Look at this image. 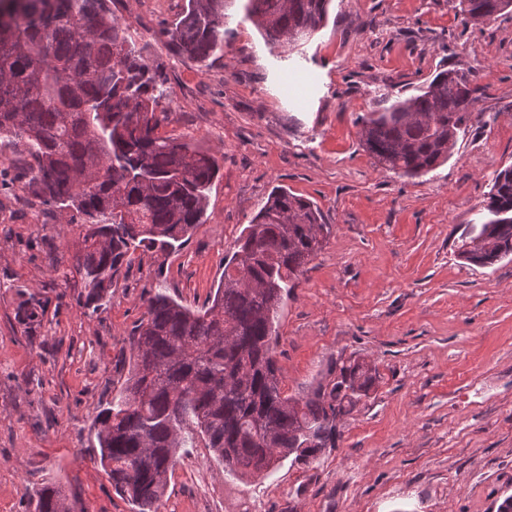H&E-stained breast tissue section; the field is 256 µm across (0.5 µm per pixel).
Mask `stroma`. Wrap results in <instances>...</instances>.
Segmentation results:
<instances>
[{
    "mask_svg": "<svg viewBox=\"0 0 512 512\" xmlns=\"http://www.w3.org/2000/svg\"><path fill=\"white\" fill-rule=\"evenodd\" d=\"M183 4L113 5L166 91L161 134L221 166L183 249H137L93 311L73 268L80 219L45 214L23 182L0 188V512H26L48 484L73 512H135L99 463L95 418L124 384L145 301L202 305L276 186L332 228L278 312L282 388L306 394L341 356L375 367V386L308 466L247 479L202 443L180 449L159 512H497L512 495V259L469 265L456 242L512 166V12L474 25L448 0H331L294 49L266 44L233 0L226 54L203 66L165 35ZM447 69L481 87L451 157L416 178L383 168L361 117ZM32 296L45 314L25 331L14 310Z\"/></svg>",
    "mask_w": 512,
    "mask_h": 512,
    "instance_id": "obj_1",
    "label": "stroma"
}]
</instances>
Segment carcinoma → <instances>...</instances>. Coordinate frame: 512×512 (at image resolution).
<instances>
[{"label": "carcinoma", "mask_w": 512, "mask_h": 512, "mask_svg": "<svg viewBox=\"0 0 512 512\" xmlns=\"http://www.w3.org/2000/svg\"><path fill=\"white\" fill-rule=\"evenodd\" d=\"M224 2L186 0L173 51L205 66L224 58ZM474 23L512 11V0H448ZM330 0H246L267 43L300 44L322 29ZM114 0L0 3V149L41 204L82 216L74 268L84 305L97 309L125 258L143 246L174 252L205 222L220 165L158 129L163 93ZM480 87L438 72L417 93L369 113L363 144L377 162L420 177L446 162L470 121ZM492 219L469 224L457 257L482 267L512 256V166L487 194ZM318 207L276 187L224 255L214 296L190 309L157 292L130 344L120 395L95 420L100 464L136 512H158L176 449L191 433L236 476H259L290 458L309 465L335 448L336 419L369 396L376 371L337 358L304 396L282 391L273 355L277 311L330 235ZM44 315L31 296L15 310L24 328ZM34 512H71L45 485Z\"/></svg>", "instance_id": "obj_1"}]
</instances>
